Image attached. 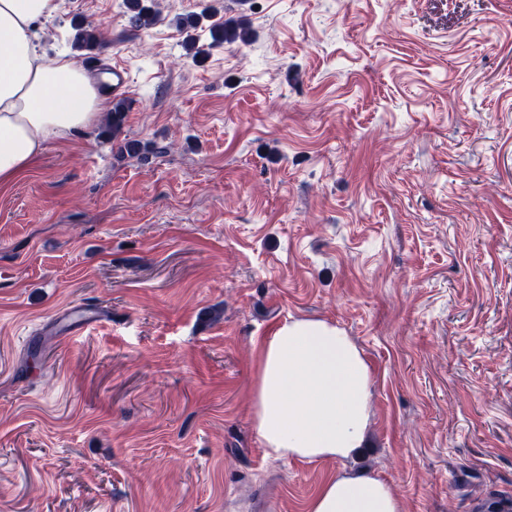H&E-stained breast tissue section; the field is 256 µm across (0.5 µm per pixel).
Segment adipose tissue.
<instances>
[{
	"instance_id": "adipose-tissue-1",
	"label": "adipose tissue",
	"mask_w": 512,
	"mask_h": 512,
	"mask_svg": "<svg viewBox=\"0 0 512 512\" xmlns=\"http://www.w3.org/2000/svg\"><path fill=\"white\" fill-rule=\"evenodd\" d=\"M59 9L58 0H0V186L13 183L47 143L95 127L110 98L82 66L45 60L32 32ZM371 371L336 326L293 321L266 339L254 389L253 426L267 458H347L363 447ZM306 512H402L385 481L334 477Z\"/></svg>"
}]
</instances>
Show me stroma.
I'll list each match as a JSON object with an SVG mask.
<instances>
[{
	"label": "stroma",
	"instance_id": "obj_1",
	"mask_svg": "<svg viewBox=\"0 0 512 512\" xmlns=\"http://www.w3.org/2000/svg\"><path fill=\"white\" fill-rule=\"evenodd\" d=\"M207 3L250 41L177 25ZM158 7L38 31L52 60L104 28L142 150L96 127L0 189V512H305L360 473L403 512L512 498V0ZM80 305L112 319L61 335ZM294 320L371 369L355 456H264L260 342ZM129 26L133 31L147 30L161 21V13L155 0H129ZM74 45L84 51H93L104 41V32L92 24H79L74 27Z\"/></svg>",
	"mask_w": 512,
	"mask_h": 512
}]
</instances>
